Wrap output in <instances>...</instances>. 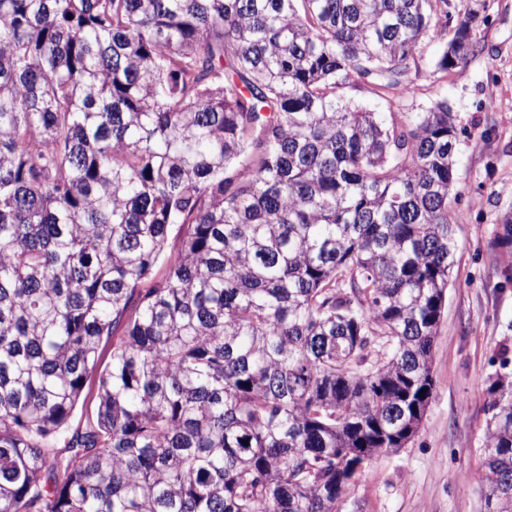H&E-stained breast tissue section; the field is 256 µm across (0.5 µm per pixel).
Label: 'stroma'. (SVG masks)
I'll use <instances>...</instances> for the list:
<instances>
[{"instance_id": "obj_1", "label": "stroma", "mask_w": 512, "mask_h": 512, "mask_svg": "<svg viewBox=\"0 0 512 512\" xmlns=\"http://www.w3.org/2000/svg\"><path fill=\"white\" fill-rule=\"evenodd\" d=\"M447 29L430 30L416 54L409 97L346 89L370 112H425L447 102L457 129L456 264L433 351L434 391L416 436L373 458L347 487L338 512H482V462L490 378L512 350V254L495 244L512 210V0H448ZM470 18L476 49L455 68L437 61L455 21Z\"/></svg>"}]
</instances>
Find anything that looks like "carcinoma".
Wrapping results in <instances>:
<instances>
[{"label":"carcinoma","instance_id":"carcinoma-1","mask_svg":"<svg viewBox=\"0 0 512 512\" xmlns=\"http://www.w3.org/2000/svg\"><path fill=\"white\" fill-rule=\"evenodd\" d=\"M447 26L448 0H0V512H336L355 456L411 441L457 130L342 91L413 94ZM474 50L462 20L437 67ZM499 367L483 512H512ZM98 382L96 374L88 377L81 399L72 413L70 424L74 429L81 426L87 415L92 413L97 400Z\"/></svg>","mask_w":512,"mask_h":512}]
</instances>
